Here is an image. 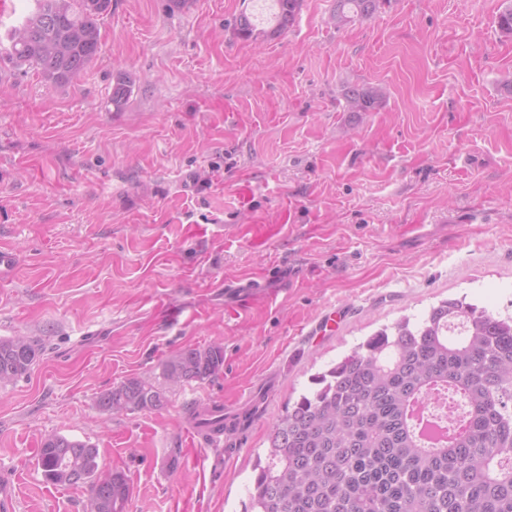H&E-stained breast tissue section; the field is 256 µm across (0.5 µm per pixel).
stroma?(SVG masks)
Returning a JSON list of instances; mask_svg holds the SVG:
<instances>
[{"mask_svg":"<svg viewBox=\"0 0 512 512\" xmlns=\"http://www.w3.org/2000/svg\"><path fill=\"white\" fill-rule=\"evenodd\" d=\"M503 0H391L335 27L303 0L272 38H238L243 0H112L67 87L0 71V337L38 340L0 387L15 512H87V485L37 466L58 433L131 483L126 512H243L273 423L313 375L444 299L512 315V36ZM133 94L110 103L113 77ZM381 86L377 109L342 91ZM335 313L336 326L321 320ZM217 376L159 410L101 394L187 347ZM230 451L182 445L201 402Z\"/></svg>","mask_w":512,"mask_h":512,"instance_id":"stroma-1","label":"stroma"}]
</instances>
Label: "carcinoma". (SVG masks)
Returning <instances> with one entry per match:
<instances>
[{"label":"carcinoma","instance_id":"cac0c4a2","mask_svg":"<svg viewBox=\"0 0 512 512\" xmlns=\"http://www.w3.org/2000/svg\"><path fill=\"white\" fill-rule=\"evenodd\" d=\"M35 9L8 33L0 53L17 70L33 69L54 86H68L100 51L99 21L112 0H34ZM269 21L241 14L235 34L257 40L293 24L302 0H271ZM390 0H335L336 26L369 16ZM512 35V0L497 17ZM131 94L114 76L112 109ZM382 87L353 86L349 112H371ZM41 345L0 337V386L30 373ZM224 366V348H184L162 364L171 385L204 381ZM314 389L285 410L271 428L265 459L245 512H512V315L495 316L460 299L432 307L419 321L403 317L311 378ZM463 403L451 437L426 440L415 406L433 393ZM165 390L128 379L99 399L107 414L161 408ZM45 480L90 488L89 512H125L130 482L104 471L99 448L50 434L37 458Z\"/></svg>","mask_w":512,"mask_h":512}]
</instances>
